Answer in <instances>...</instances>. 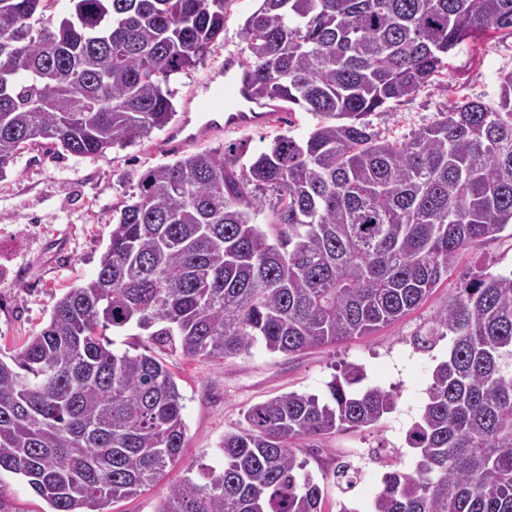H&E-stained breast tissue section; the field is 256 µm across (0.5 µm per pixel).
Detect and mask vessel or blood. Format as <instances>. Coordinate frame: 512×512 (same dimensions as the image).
<instances>
[{"mask_svg": "<svg viewBox=\"0 0 512 512\" xmlns=\"http://www.w3.org/2000/svg\"><path fill=\"white\" fill-rule=\"evenodd\" d=\"M188 102L195 110L194 116L170 129L158 141V151L185 147L223 128L239 129L267 123L277 110L275 104L253 95L249 70L237 56L226 57L220 76L205 82L201 91L189 97Z\"/></svg>", "mask_w": 512, "mask_h": 512, "instance_id": "1", "label": "vessel or blood"}]
</instances>
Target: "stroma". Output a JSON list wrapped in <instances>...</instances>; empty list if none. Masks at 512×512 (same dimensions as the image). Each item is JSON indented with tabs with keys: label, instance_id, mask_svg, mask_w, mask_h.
Masks as SVG:
<instances>
[{
	"label": "stroma",
	"instance_id": "obj_1",
	"mask_svg": "<svg viewBox=\"0 0 512 512\" xmlns=\"http://www.w3.org/2000/svg\"><path fill=\"white\" fill-rule=\"evenodd\" d=\"M258 5L259 0H227L223 39L204 64L170 81L176 110H183L200 84L223 68L227 56H245L241 28ZM506 71H512L511 37L462 43L438 83L373 113L370 121L383 135L404 139L455 102L474 97L497 102ZM316 122L308 112L280 111L271 124L241 137L255 154L274 135L287 131L301 137ZM162 135L154 130L150 138L99 157L28 147L0 179V358L9 359L39 333L66 288L95 276L109 242L113 206L134 190L145 170L166 161L155 151ZM480 270H512V234L501 233L462 253L421 306L372 335L293 356L272 354L258 345L250 354L227 359L167 358L183 396L187 431L181 460L167 479L114 503L112 512H156L170 481L187 475L204 482V469L224 463L218 448L224 433L237 427L250 407L289 392L325 396L343 364L362 366L365 385L394 390L397 406L372 426L301 441L299 456L323 490L322 512H371L383 475L395 466L408 472L415 467L406 432L422 413L435 366L448 355L447 340L423 351L414 337L431 326L449 294ZM340 463L358 471L356 486L345 495L332 476Z\"/></svg>",
	"mask_w": 512,
	"mask_h": 512
}]
</instances>
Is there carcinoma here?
I'll list each match as a JSON object with an SVG mask.
<instances>
[{
    "label": "carcinoma",
    "mask_w": 512,
    "mask_h": 512,
    "mask_svg": "<svg viewBox=\"0 0 512 512\" xmlns=\"http://www.w3.org/2000/svg\"><path fill=\"white\" fill-rule=\"evenodd\" d=\"M226 0H0V179L38 140L96 156L169 124L172 76L224 37ZM512 36V0H260L245 20L253 93L320 117L305 136L204 149L147 171L112 207L97 273L0 358V472L52 512H112L180 460L183 397L163 356L294 355L368 336L420 306L457 255L512 229V72L411 137L368 117L437 80L458 45ZM263 217L267 229L257 222ZM147 332L118 353L107 331ZM451 337L413 471L372 512H512V272L474 275L416 344ZM289 392L224 433V467L173 482L157 512H321L298 441L376 424L397 394ZM345 494L358 472L333 470Z\"/></svg>",
    "instance_id": "cac0c4a2"
}]
</instances>
